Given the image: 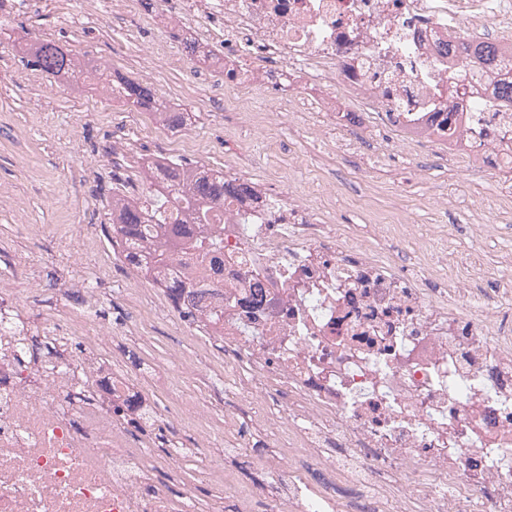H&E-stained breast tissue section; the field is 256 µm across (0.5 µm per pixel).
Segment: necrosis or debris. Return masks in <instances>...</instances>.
I'll return each instance as SVG.
<instances>
[{"instance_id":"4bbe7bcc","label":"necrosis or debris","mask_w":512,"mask_h":512,"mask_svg":"<svg viewBox=\"0 0 512 512\" xmlns=\"http://www.w3.org/2000/svg\"><path fill=\"white\" fill-rule=\"evenodd\" d=\"M137 5L84 0L92 18L127 21L149 81L181 58ZM165 16L198 26L213 54L197 79L233 86L225 111L279 175L237 191L253 162L237 147L213 222L148 238L191 285L192 318L160 276L131 269L122 294L141 337L172 319L182 336L161 362L163 395L144 373L106 370L113 331L97 316L42 315L22 333L12 313L38 284L0 276V512H512V281L451 287V232L401 211L375 217L373 235L341 231L327 220L335 186L311 177L304 145L282 151L267 132L301 128L332 155L372 119L403 154L433 146L499 176L496 205L512 213V98L464 75L455 50L464 26L479 47L512 48V0H167ZM378 236L412 243V273ZM62 335L92 356L64 367L40 354ZM212 375L216 401L202 390ZM133 395L160 399L196 449H252L259 482L211 461V498L173 493L184 451L129 434L118 407Z\"/></svg>"}]
</instances>
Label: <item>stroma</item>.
Wrapping results in <instances>:
<instances>
[{
	"label": "stroma",
	"mask_w": 512,
	"mask_h": 512,
	"mask_svg": "<svg viewBox=\"0 0 512 512\" xmlns=\"http://www.w3.org/2000/svg\"><path fill=\"white\" fill-rule=\"evenodd\" d=\"M12 19L15 38L37 32L64 45L79 59L90 55L108 61L115 50H122L124 75L140 76L141 59L136 47L128 43L125 30L89 18L82 0H30L26 12L13 14ZM1 68L22 70L23 76L0 81V192L9 199L0 206V274H12L18 261H27L41 284L31 299L34 310L61 319L97 310L107 323L125 324V334L112 339L111 355L133 369L152 368L153 378L161 379L155 365L178 346L180 335L171 322L158 324L146 340L134 333L137 314L127 309L120 296L128 269L107 260L112 251L109 209L113 192L135 180L143 156L177 153L180 136L165 130L153 135L134 131L127 135L122 150L113 152L109 116L91 111V94L85 87L71 84L46 96L49 77L28 67L7 44L0 45ZM175 85L184 92L170 100L171 106L194 113L195 132L207 144L197 162L223 169L222 105L197 109L200 86L190 82L184 67L158 74L150 88L161 99L166 88ZM82 156H104L108 163L97 173L78 165ZM317 174L336 187L328 214L334 224L369 233L373 226L368 210L388 213L404 208L413 223L450 225L455 239L453 262L460 280L470 284L481 275L512 274L507 265L512 235L501 232L503 217L493 209L479 212L471 207L475 197L490 202L496 198L497 181L484 170H463L433 155L408 158L376 149L322 161ZM440 191L456 197L449 210L423 202L424 194ZM25 224H94L98 230L78 241L57 234L33 240L22 232ZM75 247L85 252V264L79 270L67 260L68 251ZM474 255L481 259L477 270L469 265Z\"/></svg>",
	"instance_id": "35a3bbf8"
}]
</instances>
